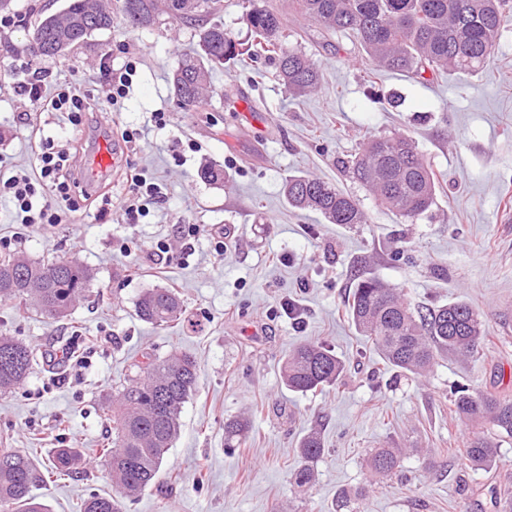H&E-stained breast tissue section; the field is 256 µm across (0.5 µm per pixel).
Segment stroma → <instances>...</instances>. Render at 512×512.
<instances>
[{
  "label": "stroma",
  "instance_id": "1",
  "mask_svg": "<svg viewBox=\"0 0 512 512\" xmlns=\"http://www.w3.org/2000/svg\"><path fill=\"white\" fill-rule=\"evenodd\" d=\"M66 0H13L0 27V179L39 180L34 146L53 138L71 163L91 155L98 138L141 130L120 170L101 177L100 193L126 194L131 171L164 184L163 204L138 223L96 207L50 232L16 223L0 198V257L77 260L94 286L68 318L18 313L0 300V334L32 347L41 364L0 395V448H96L112 434L104 405L144 353L192 354L200 374L181 412V428L159 473L158 488L124 500L123 512H332L338 493L363 492L360 512H497L490 483L512 474V446L496 471L476 469L463 449L471 434L449 417L450 391L512 393V14L485 66L474 74L402 75L376 67L353 33L322 35L291 0H270L286 45L309 54L322 79L292 96L277 62L241 57L213 71L210 93L181 109L170 80L197 43L193 27L167 18L148 28L93 32L58 58L23 50L26 29ZM137 63L126 98L111 112L72 126L61 113L31 104L14 84L40 77L47 92L76 83L101 94L98 63ZM164 113L156 128L151 115ZM411 138L438 176L435 204L414 220L383 208L344 164L374 136ZM204 164L223 167V184L202 182ZM308 175L354 196L367 221L332 224L289 206L288 176ZM199 225L196 236L185 234ZM223 251H216V241ZM372 275L415 304L462 299L479 312L486 340L477 360L439 358L424 376L385 367L345 315L358 277ZM149 288L173 289L184 303L177 322L156 327L135 311ZM303 311L293 324L284 300ZM93 337L90 345L82 337ZM310 340L328 344L344 364L334 386L316 393L286 389L285 355ZM251 422L245 445L224 446V421ZM318 432L323 452L315 481L297 488L299 442ZM403 449L396 476L372 482L369 452ZM111 474L86 460L73 475L33 493L49 512H83L95 495L114 494Z\"/></svg>",
  "mask_w": 512,
  "mask_h": 512
}]
</instances>
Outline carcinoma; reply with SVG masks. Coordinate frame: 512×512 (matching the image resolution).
<instances>
[{
    "instance_id": "1",
    "label": "carcinoma",
    "mask_w": 512,
    "mask_h": 512,
    "mask_svg": "<svg viewBox=\"0 0 512 512\" xmlns=\"http://www.w3.org/2000/svg\"><path fill=\"white\" fill-rule=\"evenodd\" d=\"M221 0H69L66 7L39 20L43 51L36 56H59L92 32L112 27L119 10L132 28L155 25L167 17L187 23L198 32V50L185 57L172 76L173 94L185 110L195 107L209 88L211 71L246 51L252 57L268 54L277 61L278 77L295 95L315 90L321 73L312 58L280 40L282 19L268 0H253L246 13L252 42L242 43L222 24L207 22ZM298 12L326 33L350 31L361 50L376 64L399 73L421 75L426 70L448 73L479 71L501 36L505 13L512 0H295ZM352 177L366 186L380 204L412 220L434 203L438 180L412 139L403 135L369 140L349 166ZM198 177L209 184L224 182V169L206 165ZM284 193L296 208L311 209L332 224H364L357 199L328 182L308 176L286 179ZM94 280L91 270L77 260H34L22 252L0 257V298L16 302L18 310L35 307L53 318H65ZM345 312L360 335L371 341L387 365L414 376L431 369L448 354L474 359L485 334L479 314L467 302L415 305L398 289L375 276L361 277ZM185 313L170 288H151L136 304V314L153 326H164ZM34 351L11 336L0 334V394H7L33 373ZM137 377L112 400V441L101 448L52 449L49 470H41L31 452L0 448V459H14V467L0 466V512H46L32 488L48 474L69 476L93 456L112 474L118 495L95 496L84 512H122L121 499H132L157 486L160 468L180 431L181 411L195 392L199 366L195 358L174 351L164 358L142 355L134 363ZM344 365L324 342L296 346L281 366L288 390L307 394L333 386ZM455 418L474 428L464 452L477 467L499 462L498 449L512 440V395L499 391L473 392L464 385L452 391ZM246 418L224 421V445L240 448L249 431ZM323 450L312 432L299 444L302 465L291 480L298 487L313 481V463ZM403 449L377 448L369 458L372 476L382 481L400 467ZM499 512H512V487L492 489Z\"/></svg>"
}]
</instances>
